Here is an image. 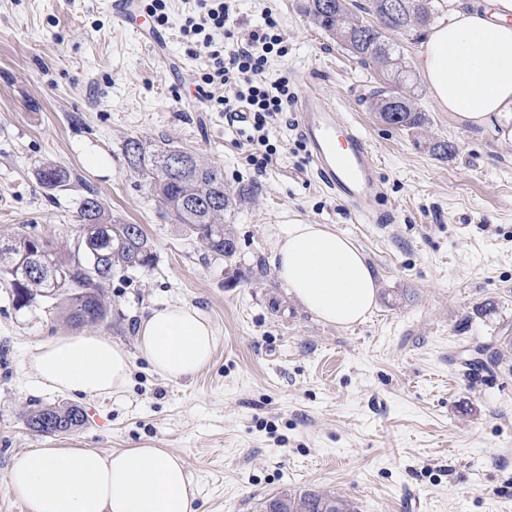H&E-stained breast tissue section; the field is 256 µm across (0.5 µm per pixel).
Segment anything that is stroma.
Here are the masks:
<instances>
[{
    "label": "stroma",
    "mask_w": 512,
    "mask_h": 512,
    "mask_svg": "<svg viewBox=\"0 0 512 512\" xmlns=\"http://www.w3.org/2000/svg\"><path fill=\"white\" fill-rule=\"evenodd\" d=\"M111 3L0 0V242L30 235L68 256L91 191L156 252L153 267L113 277L96 325L75 326L47 298L17 308L0 286V475L31 448H166L189 466L197 512H261L286 488L344 496L359 512H512V145L452 121L420 77L426 131L384 124L366 99L373 71L301 0H235L240 31L266 11L280 22L288 53L267 78L288 75L300 91L317 80L369 142L397 221L367 223L317 177L294 125L274 131L264 172L246 164L251 145L198 90L204 50L179 35L197 0H169L155 49ZM132 137L168 140L253 189L232 217V264L204 258L138 187L122 153ZM432 139L456 156L435 159ZM46 163L69 171L67 189L40 184ZM295 223L363 251L379 286L365 321L325 323L288 295L271 258ZM165 303L198 308L216 329L194 378L167 381L136 352L141 316ZM90 332L131 351L123 391L75 401L32 387L34 344ZM74 404L97 421L52 436L26 425L38 406Z\"/></svg>",
    "instance_id": "stroma-1"
}]
</instances>
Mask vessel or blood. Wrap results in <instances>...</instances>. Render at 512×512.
Here are the masks:
<instances>
[{
    "label": "vessel or blood",
    "mask_w": 512,
    "mask_h": 512,
    "mask_svg": "<svg viewBox=\"0 0 512 512\" xmlns=\"http://www.w3.org/2000/svg\"><path fill=\"white\" fill-rule=\"evenodd\" d=\"M295 116L298 134L318 177L359 217L378 222L385 190L363 135L324 102L313 84L303 91Z\"/></svg>",
    "instance_id": "vessel-or-blood-1"
}]
</instances>
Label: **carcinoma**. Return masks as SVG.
<instances>
[{"mask_svg": "<svg viewBox=\"0 0 512 512\" xmlns=\"http://www.w3.org/2000/svg\"><path fill=\"white\" fill-rule=\"evenodd\" d=\"M303 0L302 10L320 29L347 47L360 62L372 66L377 85L367 99L371 109L388 124L418 132L428 118L417 101L415 79L403 61L394 35L422 28L438 14L435 0H369L364 7L355 0ZM128 167L140 185L160 204L162 216L174 219L195 236L206 256L229 261L237 253L231 214L236 207L254 198L251 188L234 190L224 182V171L200 162L192 153L174 146L164 147L137 137L123 145ZM181 155L186 167L173 172L167 161ZM40 182L49 189L66 187L69 172L46 164L39 170ZM77 218L82 233L71 257L55 256L40 239L20 235L0 243V279L11 288L18 308L31 305L36 296L56 299L67 295L70 318L78 325L97 324L108 316L105 293L112 278L121 272L146 269L156 256L151 241L138 224H117L103 203L91 193L80 202ZM47 408L30 411L26 424L34 432L49 436L80 427L83 409L77 406L52 407L58 419L49 432L40 423ZM263 512H357L354 502L332 493L295 492L284 489L264 502Z\"/></svg>", "mask_w": 512, "mask_h": 512, "instance_id": "1", "label": "carcinoma"}]
</instances>
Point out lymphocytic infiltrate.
Here are the masks:
<instances>
[{"label":"lymphocytic infiltrate","instance_id":"obj_1","mask_svg":"<svg viewBox=\"0 0 512 512\" xmlns=\"http://www.w3.org/2000/svg\"><path fill=\"white\" fill-rule=\"evenodd\" d=\"M198 16L187 18L180 27L183 40L208 52L209 68L201 76L210 86L206 99L224 110L228 123L243 122L254 151L247 161L254 170L265 171L271 161L269 135L288 119L295 97L287 77L267 79L272 57L285 53L278 20L265 13L259 24L237 36L232 0H198Z\"/></svg>","mask_w":512,"mask_h":512}]
</instances>
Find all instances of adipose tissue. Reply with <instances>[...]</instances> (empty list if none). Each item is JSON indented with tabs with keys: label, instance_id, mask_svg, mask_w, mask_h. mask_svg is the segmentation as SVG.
Wrapping results in <instances>:
<instances>
[{
	"label": "adipose tissue",
	"instance_id": "adipose-tissue-1",
	"mask_svg": "<svg viewBox=\"0 0 512 512\" xmlns=\"http://www.w3.org/2000/svg\"><path fill=\"white\" fill-rule=\"evenodd\" d=\"M432 99L461 124L497 126L512 142V0H472L431 28L419 60ZM278 280L321 321L347 327L373 308L377 281L362 252L321 224H292L277 243ZM136 346L153 370L177 382L212 360L216 333L191 305H162L141 317ZM131 355L99 335L56 336L37 343L29 369L40 388L73 397L122 391ZM27 512H196L195 486L180 454L123 448H31L4 477Z\"/></svg>",
	"mask_w": 512,
	"mask_h": 512
}]
</instances>
